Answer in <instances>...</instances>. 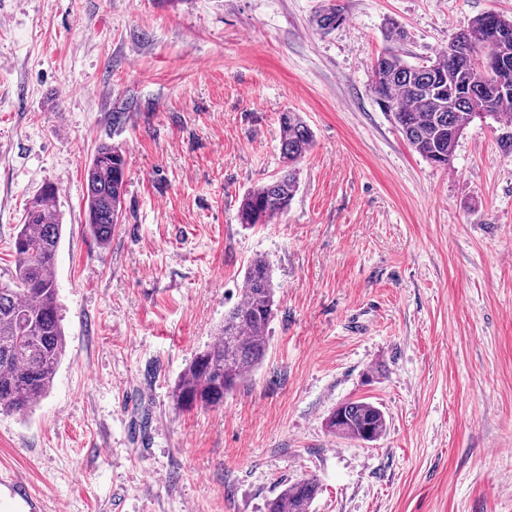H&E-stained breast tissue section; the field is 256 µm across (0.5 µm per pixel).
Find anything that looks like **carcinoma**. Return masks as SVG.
I'll return each instance as SVG.
<instances>
[{
    "label": "carcinoma",
    "instance_id": "cac0c4a2",
    "mask_svg": "<svg viewBox=\"0 0 512 512\" xmlns=\"http://www.w3.org/2000/svg\"><path fill=\"white\" fill-rule=\"evenodd\" d=\"M371 91L408 145L422 158L448 166L467 125L490 118L507 128L501 147L512 150V18L483 13L461 27L448 49L430 63L412 65L389 47L378 56ZM282 173L244 194L243 224H267L283 214L297 192L296 164L313 143L297 112L279 115ZM127 158L118 147L98 146L85 168V226L100 245L110 242L122 215ZM57 191L44 186L33 197L14 237L15 268L0 282V414L30 411L50 392L65 352V331L54 275L62 224ZM277 310L271 269L261 257L247 266L241 299L224 312L218 339L190 361L172 390L177 408H219L262 363ZM328 431L361 443L386 429L384 412L364 399L341 403ZM319 491L311 476L283 483L268 512H312Z\"/></svg>",
    "mask_w": 512,
    "mask_h": 512
}]
</instances>
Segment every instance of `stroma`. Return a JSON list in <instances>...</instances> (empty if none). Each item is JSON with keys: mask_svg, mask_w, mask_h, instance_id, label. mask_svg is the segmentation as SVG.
<instances>
[{"mask_svg": "<svg viewBox=\"0 0 512 512\" xmlns=\"http://www.w3.org/2000/svg\"><path fill=\"white\" fill-rule=\"evenodd\" d=\"M512 0H0V280L44 184L63 224L66 334L53 387L0 414V467L44 512H266L312 475L313 512H512V151L471 122L450 167L376 105L388 22L411 63ZM314 142L268 224L243 195L277 175L278 115ZM127 155L122 219L85 230V166ZM264 256L270 345L217 409L169 396ZM382 407L370 445L331 434ZM328 431L361 443L377 441L386 429L384 412L366 399L341 403L327 419Z\"/></svg>", "mask_w": 512, "mask_h": 512, "instance_id": "35a3bbf8", "label": "stroma"}]
</instances>
